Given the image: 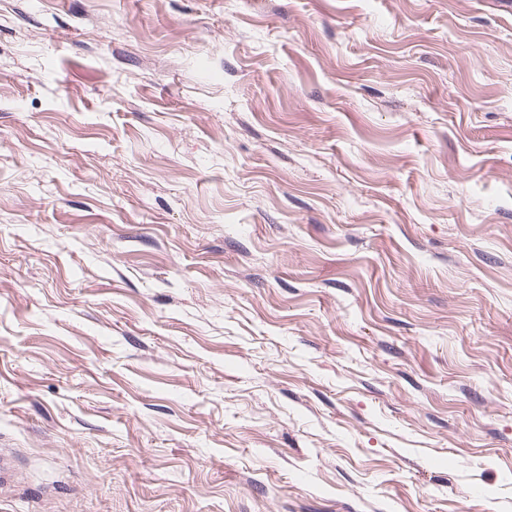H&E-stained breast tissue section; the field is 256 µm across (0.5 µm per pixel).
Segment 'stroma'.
<instances>
[{
  "label": "stroma",
  "mask_w": 512,
  "mask_h": 512,
  "mask_svg": "<svg viewBox=\"0 0 512 512\" xmlns=\"http://www.w3.org/2000/svg\"><path fill=\"white\" fill-rule=\"evenodd\" d=\"M0 512H512V0H0Z\"/></svg>",
  "instance_id": "stroma-1"
}]
</instances>
